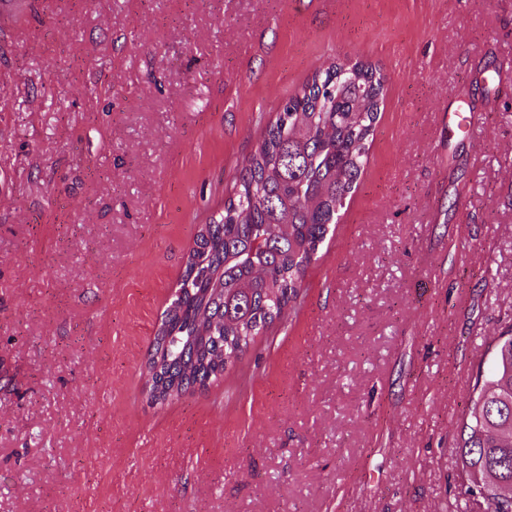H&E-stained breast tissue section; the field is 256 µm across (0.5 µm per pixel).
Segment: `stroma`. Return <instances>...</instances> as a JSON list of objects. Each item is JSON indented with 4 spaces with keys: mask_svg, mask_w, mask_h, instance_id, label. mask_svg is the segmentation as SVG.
<instances>
[{
    "mask_svg": "<svg viewBox=\"0 0 512 512\" xmlns=\"http://www.w3.org/2000/svg\"><path fill=\"white\" fill-rule=\"evenodd\" d=\"M344 57L387 94L297 314L151 405L141 364L198 225ZM511 331L512 0L0 18V512H454L461 415Z\"/></svg>",
    "mask_w": 512,
    "mask_h": 512,
    "instance_id": "1",
    "label": "stroma"
}]
</instances>
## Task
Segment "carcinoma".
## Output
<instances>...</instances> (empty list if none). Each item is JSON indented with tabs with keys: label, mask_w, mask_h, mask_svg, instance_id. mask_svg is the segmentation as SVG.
Returning <instances> with one entry per match:
<instances>
[{
	"label": "carcinoma",
	"mask_w": 512,
	"mask_h": 512,
	"mask_svg": "<svg viewBox=\"0 0 512 512\" xmlns=\"http://www.w3.org/2000/svg\"><path fill=\"white\" fill-rule=\"evenodd\" d=\"M386 77L358 59L314 73L248 157L224 211L198 225L174 299L141 375L156 404L224 375L269 325L296 309L307 267L369 160ZM461 418L463 470L482 481L483 512L512 485V336Z\"/></svg>",
	"instance_id": "cac0c4a2"
}]
</instances>
